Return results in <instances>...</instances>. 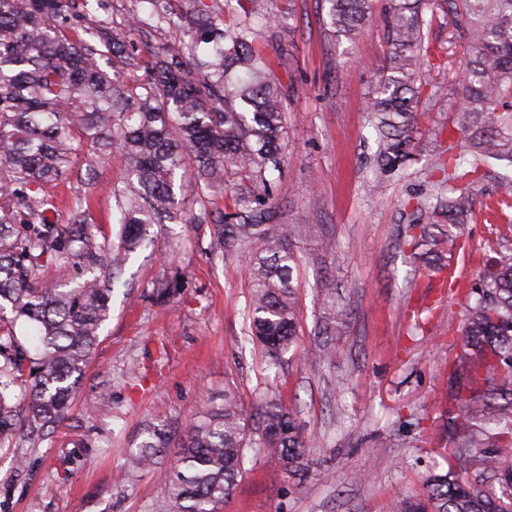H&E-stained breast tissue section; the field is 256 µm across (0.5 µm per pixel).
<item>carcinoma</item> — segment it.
Listing matches in <instances>:
<instances>
[{
	"mask_svg": "<svg viewBox=\"0 0 512 512\" xmlns=\"http://www.w3.org/2000/svg\"><path fill=\"white\" fill-rule=\"evenodd\" d=\"M326 25L352 38L373 17V0H324ZM451 14L467 48L470 80L457 121L429 168L431 199L413 207L407 245L428 272L445 273L465 248L461 226L475 214L470 183L512 166V0H385L387 64L364 102L377 136L380 172L405 164L433 67L425 46L426 4ZM87 0H0V447L37 448L64 421L109 318L112 294L133 254L157 224H187L180 197L206 201L229 173L267 188L285 163L284 86L257 40L256 24L285 26L291 5L224 0L234 19L179 15L193 31L183 53L152 52L144 74L123 81L135 55L122 33L104 24L79 34ZM132 18L138 27L168 16L162 0ZM129 177L112 185L117 241L98 242L85 192L74 194L59 222L53 186L78 161L93 171L112 153ZM214 225L215 248L246 262L248 332L272 361L296 346L301 309L294 285L298 244L315 224H272L264 200ZM50 262L75 268L58 284L43 280ZM342 310L329 302L324 329L336 334ZM30 326V343L17 323ZM448 406L435 428L450 445L448 471L426 480L422 497L394 501L387 512H512V247L502 245L465 293L460 352L448 373ZM149 426L128 466L149 469L166 447ZM257 449L284 472L306 469V440L294 414L274 397L251 423L235 391L211 402L185 431L166 477L169 512H223L234 495L246 451ZM475 466L496 485L471 481Z\"/></svg>",
	"mask_w": 512,
	"mask_h": 512,
	"instance_id": "obj_1",
	"label": "carcinoma"
}]
</instances>
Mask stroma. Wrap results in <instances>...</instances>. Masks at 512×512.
I'll return each instance as SVG.
<instances>
[{"label":"stroma","instance_id":"stroma-1","mask_svg":"<svg viewBox=\"0 0 512 512\" xmlns=\"http://www.w3.org/2000/svg\"><path fill=\"white\" fill-rule=\"evenodd\" d=\"M293 9L290 29L262 33L287 90L288 162L272 186L273 221L318 225L334 244L327 253L300 250L296 351L273 371L247 339V283L238 261L212 241L225 208L247 205L256 188L229 176L206 206H193L203 222L166 225L133 255L73 409L29 450L27 468L17 469L15 448L0 449V512H168L166 474L186 427L228 386L250 414L267 387L277 388L307 438L309 471L297 480L249 452L224 512H386L391 501L422 494L430 472L447 470V442L432 423L460 343V323L448 312L464 301L457 287H471L495 250L512 243V208H488L512 190V167L476 195L477 216L462 228L470 248L453 259L461 284L424 273L401 245L410 222L404 205L426 191V155L462 93L465 51L452 20L435 16L427 39L437 66L426 74L434 93L418 115V156L378 182L362 104L387 49L383 26L338 40L325 31L321 0H294ZM140 10L139 0H91L88 17L125 31L140 66L156 48L184 49L189 35L180 25L129 29ZM126 174L115 151L91 176L98 237L118 231L110 187ZM330 289L346 306L345 323L336 360L323 364L319 323ZM440 295L446 307L409 338V310ZM150 425L167 431V446L154 469L128 470L125 456Z\"/></svg>","mask_w":512,"mask_h":512}]
</instances>
